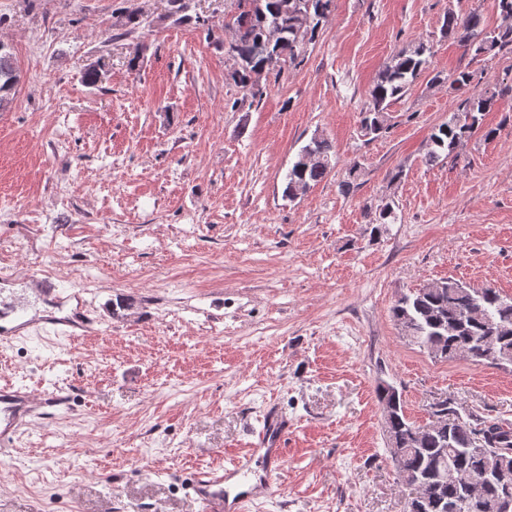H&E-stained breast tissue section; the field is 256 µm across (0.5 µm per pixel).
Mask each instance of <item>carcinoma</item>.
I'll use <instances>...</instances> for the list:
<instances>
[{
	"instance_id": "1",
	"label": "carcinoma",
	"mask_w": 512,
	"mask_h": 512,
	"mask_svg": "<svg viewBox=\"0 0 512 512\" xmlns=\"http://www.w3.org/2000/svg\"><path fill=\"white\" fill-rule=\"evenodd\" d=\"M334 0H239L232 17L230 41L219 38L217 50L233 58L234 84L246 96L262 95V79L279 75L285 64L303 62L304 48L318 36ZM176 23L192 21L191 0H168ZM140 14L125 10L118 26L132 32L141 26ZM441 37L453 38L475 57H493L512 45V26L486 30L477 12L459 15L448 9ZM434 44L412 43L398 50L379 72L369 91L368 107L360 126L375 138L390 127L389 107L410 95L417 80L430 67ZM459 90L478 87L474 71L451 75ZM21 82V70L11 49L0 42V110L13 99ZM512 97V83H497L467 96L448 121L433 128L425 162L434 165L455 152L477 132L486 138L496 134L482 127L484 113L505 97ZM336 151L329 138L311 137L285 175L284 195H297L322 182L333 171ZM392 317L407 331L410 343L432 357H464L478 364L512 365V297L490 285L470 288L454 279L433 281L401 295ZM383 409L384 433L396 471L407 473L417 484L416 501L421 512H505L503 500L512 492V429L476 414L461 416L446 405L438 423L425 430L411 421L401 396L383 386L376 389Z\"/></svg>"
}]
</instances>
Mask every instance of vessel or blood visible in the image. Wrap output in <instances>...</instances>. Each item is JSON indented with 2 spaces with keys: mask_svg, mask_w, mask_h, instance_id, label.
<instances>
[{
  "mask_svg": "<svg viewBox=\"0 0 512 512\" xmlns=\"http://www.w3.org/2000/svg\"><path fill=\"white\" fill-rule=\"evenodd\" d=\"M26 280L34 296L64 301L65 292L48 278L33 274ZM99 324L96 310L87 300H80L73 319L57 321L65 337L76 333H92ZM62 403L53 393H34L23 386L4 385L0 387V462H5L14 447L19 431L39 421L50 418L55 408ZM288 435L287 426L275 420H267L260 437L259 447L249 449L245 454L230 458L223 472L202 471L195 473L190 487L202 512H245L247 503L257 494L248 478L255 464H262L267 477H275L284 461V442Z\"/></svg>",
  "mask_w": 512,
  "mask_h": 512,
  "instance_id": "vessel-or-blood-1",
  "label": "vessel or blood"
}]
</instances>
